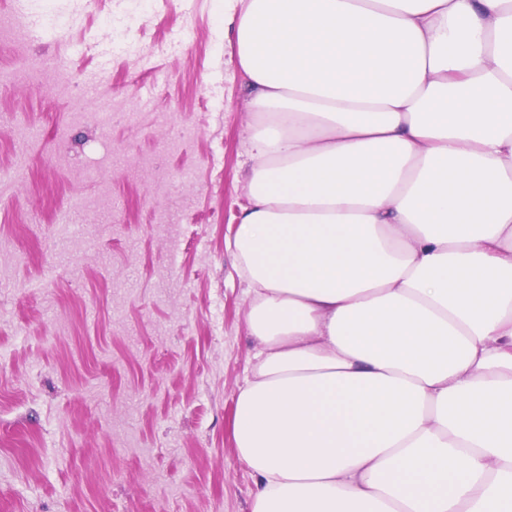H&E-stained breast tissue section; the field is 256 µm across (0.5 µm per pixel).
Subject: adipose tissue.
Here are the masks:
<instances>
[{
  "label": "adipose tissue",
  "mask_w": 512,
  "mask_h": 512,
  "mask_svg": "<svg viewBox=\"0 0 512 512\" xmlns=\"http://www.w3.org/2000/svg\"><path fill=\"white\" fill-rule=\"evenodd\" d=\"M251 512H512V0H241Z\"/></svg>",
  "instance_id": "ef3b65f1"
}]
</instances>
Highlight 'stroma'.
<instances>
[{
  "instance_id": "1",
  "label": "stroma",
  "mask_w": 512,
  "mask_h": 512,
  "mask_svg": "<svg viewBox=\"0 0 512 512\" xmlns=\"http://www.w3.org/2000/svg\"><path fill=\"white\" fill-rule=\"evenodd\" d=\"M75 18L0 48V512H250L232 439L249 295L226 241L251 116L224 0H30ZM67 214L78 235L55 224ZM80 98L93 102L97 110L96 118L101 126H107L112 122V112L116 110V104L112 101V97L102 92L98 87H87L78 85Z\"/></svg>"
}]
</instances>
